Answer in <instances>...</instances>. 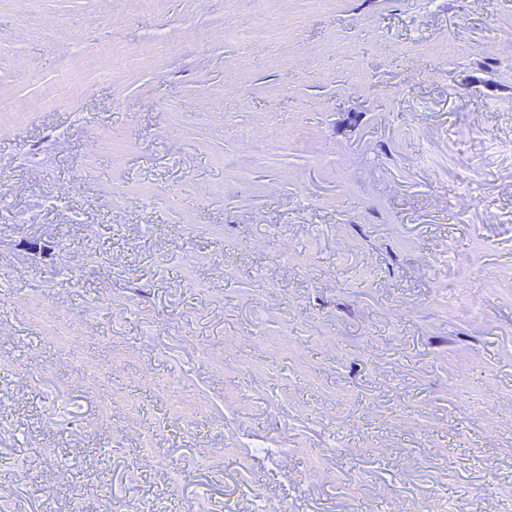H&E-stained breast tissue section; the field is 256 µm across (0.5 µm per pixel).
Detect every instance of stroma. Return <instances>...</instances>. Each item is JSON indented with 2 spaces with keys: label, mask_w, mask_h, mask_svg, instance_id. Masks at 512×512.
Masks as SVG:
<instances>
[{
  "label": "stroma",
  "mask_w": 512,
  "mask_h": 512,
  "mask_svg": "<svg viewBox=\"0 0 512 512\" xmlns=\"http://www.w3.org/2000/svg\"><path fill=\"white\" fill-rule=\"evenodd\" d=\"M0 512H512V0H0Z\"/></svg>",
  "instance_id": "obj_1"
}]
</instances>
